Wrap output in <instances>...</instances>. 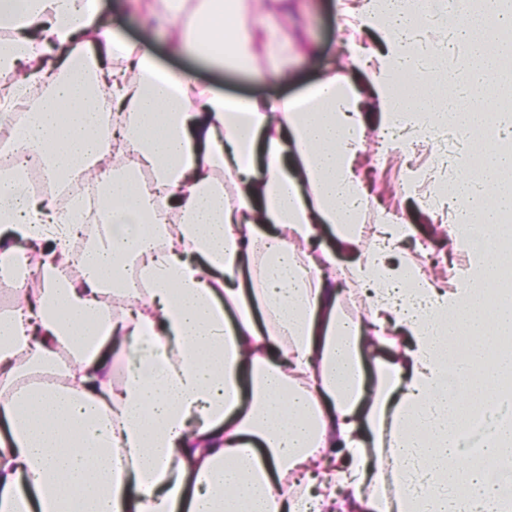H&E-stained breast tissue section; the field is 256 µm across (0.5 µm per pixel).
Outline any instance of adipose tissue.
Returning <instances> with one entry per match:
<instances>
[{"label": "adipose tissue", "instance_id": "ef3b65f1", "mask_svg": "<svg viewBox=\"0 0 512 512\" xmlns=\"http://www.w3.org/2000/svg\"><path fill=\"white\" fill-rule=\"evenodd\" d=\"M273 1L118 7L263 79L319 52L262 24ZM337 9L379 39L368 90L352 40L345 66L269 100L161 66L101 0H0V131L93 181L102 221L61 280L78 223L0 172V277L42 271L0 316V512H512V0H430L458 56L443 71L405 0ZM374 122L383 157L408 130L485 141L432 210L468 259L452 288L393 262L414 225L363 218ZM354 291L366 320L342 307Z\"/></svg>", "mask_w": 512, "mask_h": 512}]
</instances>
